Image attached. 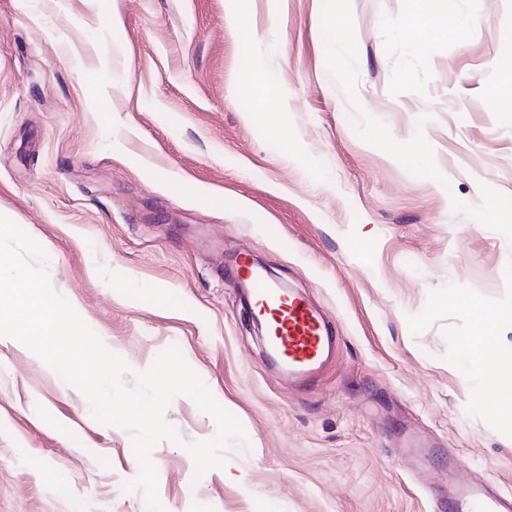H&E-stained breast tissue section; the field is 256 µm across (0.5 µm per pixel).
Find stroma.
I'll use <instances>...</instances> for the list:
<instances>
[{"instance_id": "35a3bbf8", "label": "stroma", "mask_w": 512, "mask_h": 512, "mask_svg": "<svg viewBox=\"0 0 512 512\" xmlns=\"http://www.w3.org/2000/svg\"><path fill=\"white\" fill-rule=\"evenodd\" d=\"M0 0V215L132 372L177 347L246 438L195 478L151 458L166 512H448L443 486L512 493V427L462 365L512 308V0H448L417 47L409 0ZM261 68L264 124L240 93ZM296 151H284L283 140ZM423 150L428 172L402 161ZM327 317L309 382L270 362L235 260ZM215 436L188 397L166 412ZM131 434L0 342V512H146Z\"/></svg>"}]
</instances>
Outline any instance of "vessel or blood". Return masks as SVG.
<instances>
[{
	"mask_svg": "<svg viewBox=\"0 0 512 512\" xmlns=\"http://www.w3.org/2000/svg\"><path fill=\"white\" fill-rule=\"evenodd\" d=\"M248 278L254 316L270 321L268 345L290 374H309L320 361L327 339L324 319L303 297L282 291L253 270L247 257L237 262ZM448 512H512V497L501 499L476 484L455 486L448 497Z\"/></svg>",
	"mask_w": 512,
	"mask_h": 512,
	"instance_id": "obj_1",
	"label": "vessel or blood"
}]
</instances>
